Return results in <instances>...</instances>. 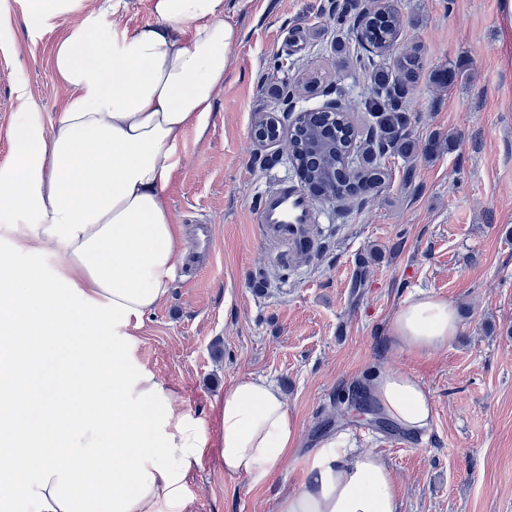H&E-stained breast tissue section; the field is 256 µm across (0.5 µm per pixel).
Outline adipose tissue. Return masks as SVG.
Masks as SVG:
<instances>
[{
    "label": "adipose tissue",
    "instance_id": "1",
    "mask_svg": "<svg viewBox=\"0 0 512 512\" xmlns=\"http://www.w3.org/2000/svg\"><path fill=\"white\" fill-rule=\"evenodd\" d=\"M128 6L108 0L57 43L67 102L49 120L30 106L0 167V218L16 227L0 245V512H182L207 443L133 349L181 255L165 194L180 143L205 129L240 32L232 0H150L155 24L132 31L117 19ZM459 324L452 303L421 293L391 331L427 354ZM371 393L408 432L433 420L410 374L382 373ZM219 417L230 476L264 478L299 440L262 378L225 390ZM276 512H400L399 489L377 454L339 436Z\"/></svg>",
    "mask_w": 512,
    "mask_h": 512
}]
</instances>
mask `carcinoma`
<instances>
[{"instance_id": "1", "label": "carcinoma", "mask_w": 512, "mask_h": 512, "mask_svg": "<svg viewBox=\"0 0 512 512\" xmlns=\"http://www.w3.org/2000/svg\"><path fill=\"white\" fill-rule=\"evenodd\" d=\"M399 26L400 17L392 5L388 0H379L376 10L363 15L357 41L383 55ZM359 65L371 71V88L368 96L358 103V108L373 113L378 139L357 142L345 113L340 111H306L296 121L291 133L292 151L299 152L307 179L321 186L320 168L329 167L336 171V179L328 188L339 202L377 189L387 178L381 164L368 161L364 165L351 166V157L381 155L387 151L411 155L415 151L414 143L404 136L409 117L401 110L399 98L405 92L406 84L418 74L420 58L414 53L400 54L393 57L388 66L373 71L370 70L372 63L363 58L359 59Z\"/></svg>"}]
</instances>
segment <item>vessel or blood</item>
Here are the masks:
<instances>
[{"mask_svg":"<svg viewBox=\"0 0 512 512\" xmlns=\"http://www.w3.org/2000/svg\"><path fill=\"white\" fill-rule=\"evenodd\" d=\"M317 221L313 201L298 187L285 183L265 191L259 200L258 222L267 242L289 248L290 241ZM214 261L213 229L208 224L194 227L190 271L208 269Z\"/></svg>","mask_w":512,"mask_h":512,"instance_id":"1","label":"vessel or blood"}]
</instances>
